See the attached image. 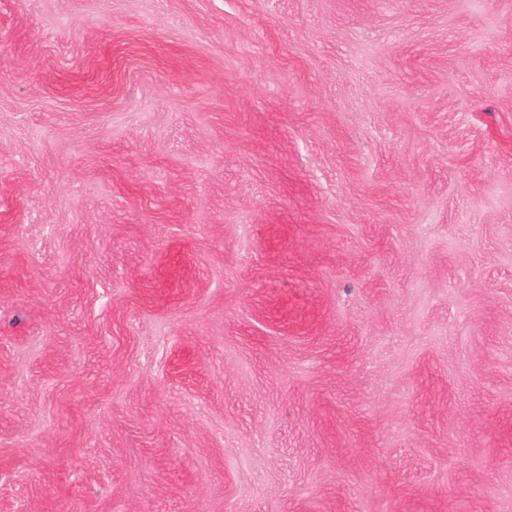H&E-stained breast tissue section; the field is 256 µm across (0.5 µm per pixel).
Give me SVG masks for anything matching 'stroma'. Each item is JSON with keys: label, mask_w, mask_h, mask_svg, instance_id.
<instances>
[{"label": "stroma", "mask_w": 512, "mask_h": 512, "mask_svg": "<svg viewBox=\"0 0 512 512\" xmlns=\"http://www.w3.org/2000/svg\"><path fill=\"white\" fill-rule=\"evenodd\" d=\"M0 512H512V0H0Z\"/></svg>", "instance_id": "stroma-1"}]
</instances>
